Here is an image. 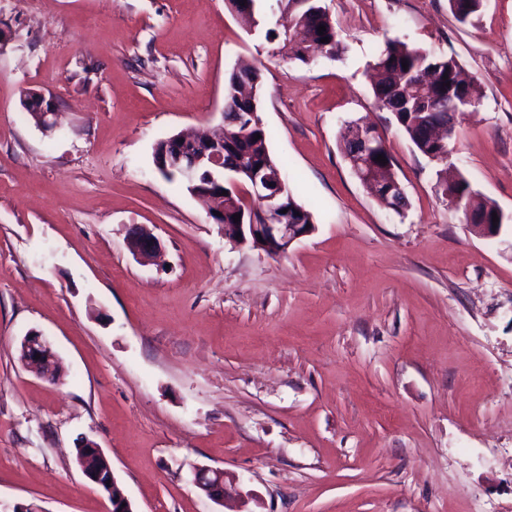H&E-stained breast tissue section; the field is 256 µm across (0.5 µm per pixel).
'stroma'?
Instances as JSON below:
<instances>
[{
	"label": "stroma",
	"instance_id": "stroma-1",
	"mask_svg": "<svg viewBox=\"0 0 512 512\" xmlns=\"http://www.w3.org/2000/svg\"><path fill=\"white\" fill-rule=\"evenodd\" d=\"M342 51L271 57L225 0H0V503L107 512L74 462L96 441L136 512H512V0H323ZM452 56L479 105L448 160L507 217L483 238L441 165L380 111L384 43ZM261 70L269 150L315 228L274 257L224 237L152 162L221 121L237 62ZM51 96L36 126L27 91ZM376 123L409 205L355 176ZM159 239L160 264L126 246ZM49 336L54 383L19 360ZM223 469L216 504L193 466ZM484 1L485 0H448V3L455 18L461 23H468L480 14ZM382 139V135L373 125H353L347 142L353 145L355 153L351 152L348 148L345 150V155L352 169L355 166L356 159H358L354 154L368 157L383 143ZM127 244L132 254L142 263L156 259L161 250L159 239L138 224L128 228Z\"/></svg>",
	"mask_w": 512,
	"mask_h": 512
}]
</instances>
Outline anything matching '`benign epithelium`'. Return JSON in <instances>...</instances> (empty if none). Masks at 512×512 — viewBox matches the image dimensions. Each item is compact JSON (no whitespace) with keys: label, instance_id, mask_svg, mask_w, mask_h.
<instances>
[{"label":"benign epithelium","instance_id":"obj_1","mask_svg":"<svg viewBox=\"0 0 512 512\" xmlns=\"http://www.w3.org/2000/svg\"><path fill=\"white\" fill-rule=\"evenodd\" d=\"M38 126L48 131L55 125L56 104L53 98L39 94ZM355 154L367 157L383 143L382 135L372 125H354L347 139ZM225 141L221 130L187 135L177 133L170 137L157 169L178 176L190 186L194 196L209 203V216L223 225L224 238L235 245L249 244L271 256H284L299 239L312 229L295 224L286 210L287 182L282 172L269 164L262 167L239 162L230 167L224 163ZM231 191L223 193L225 187ZM238 210L248 216L247 224H226L224 215ZM127 244L132 254L142 263L157 258L161 244L147 228L134 224L128 228ZM21 362L51 381L60 379L54 373L61 363L49 337L31 330L22 339ZM40 358H35V355ZM85 452L94 456L97 466H80L85 479L108 499L110 512H136L121 487L113 467L103 449L94 441L81 442ZM226 473L207 466L193 468V484L210 500H224Z\"/></svg>","mask_w":512,"mask_h":512}]
</instances>
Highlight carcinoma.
<instances>
[{"mask_svg": "<svg viewBox=\"0 0 512 512\" xmlns=\"http://www.w3.org/2000/svg\"><path fill=\"white\" fill-rule=\"evenodd\" d=\"M257 0H227L229 8L248 22L258 27H266L265 39L271 44L268 55L308 63L318 54L336 57L341 51L334 22L322 0H275L271 16L256 18ZM449 8L461 23L476 18L484 5V0H448ZM325 26L324 34L318 27ZM329 42H321L322 37ZM407 62L408 68L402 67ZM374 68L377 79L372 86L377 107L390 113L398 127L425 157L444 161L448 159V145L431 141L426 133L425 118L428 112L458 113L479 102L474 82L462 79V71L457 60L452 57L437 56L433 52L415 47L399 39H389L378 55ZM448 79H443V76ZM261 84V70L252 64H240L232 69L225 83L224 111L258 112L259 99L255 90ZM261 138H255V135ZM270 133L265 127L254 129L246 138L241 151L248 159L259 163L274 161L268 141ZM382 155L387 163L375 161ZM393 162L386 149L381 148L368 159L362 169L360 182L369 186L377 199L385 204L384 181L393 179ZM454 196L457 205L454 209L467 215L471 210L482 215L492 216L498 206L472 188L469 180L458 175Z\"/></svg>", "mask_w": 512, "mask_h": 512, "instance_id": "carcinoma-1", "label": "carcinoma"}]
</instances>
